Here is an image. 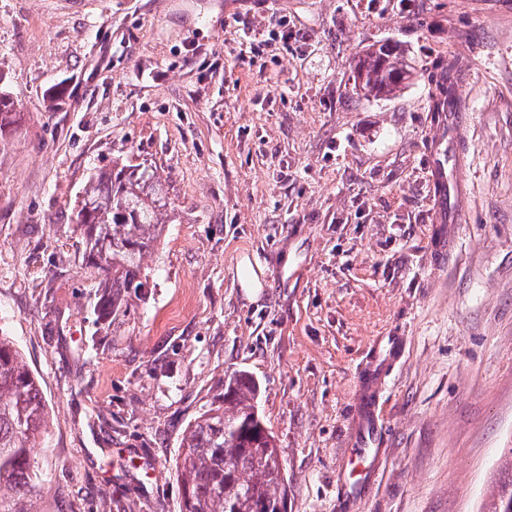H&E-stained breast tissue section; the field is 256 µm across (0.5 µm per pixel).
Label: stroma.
Listing matches in <instances>:
<instances>
[{"instance_id":"1","label":"stroma","mask_w":512,"mask_h":512,"mask_svg":"<svg viewBox=\"0 0 512 512\" xmlns=\"http://www.w3.org/2000/svg\"><path fill=\"white\" fill-rule=\"evenodd\" d=\"M287 22L288 43L245 31ZM408 50L387 101L353 89ZM465 116L430 168L435 62ZM0 331L47 400L36 512H180L185 427L251 373L288 512H479L512 474V0H0ZM168 191L145 301L98 320L71 209L93 168ZM397 355L376 369L377 346ZM372 383L377 474L336 484ZM414 67L399 42L379 40L359 53L354 66V90L357 94L388 98L408 83ZM20 120V112H17L16 103L9 91L8 85L0 76V139L1 142L5 139L1 136L2 129H10L18 124ZM450 161V157L445 149H438L432 158L431 168L433 171V180L437 183L441 188V195L446 196V192L448 190V196L451 194V189L454 183H448V163Z\"/></svg>"}]
</instances>
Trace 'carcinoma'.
I'll use <instances>...</instances> for the list:
<instances>
[{
    "label": "carcinoma",
    "instance_id": "obj_1",
    "mask_svg": "<svg viewBox=\"0 0 512 512\" xmlns=\"http://www.w3.org/2000/svg\"><path fill=\"white\" fill-rule=\"evenodd\" d=\"M441 98L432 111L452 103L455 63L442 60ZM414 67L399 42L379 40L359 53L354 90L388 98L408 83ZM20 120L8 85L0 76V130ZM81 203L91 204V222L81 230L88 251L85 268L96 280V308L103 320H117L131 301L145 298L150 272L143 260L163 231L167 192L152 166L117 163L86 182ZM257 385L240 372L227 379L224 393L189 423L180 440L177 474L183 512H276L285 498V477L277 449L260 434L263 422L254 400ZM45 395L37 375L24 363L10 337L0 334V512L33 509L42 470L35 453L43 434ZM486 512H512V476L501 483Z\"/></svg>",
    "mask_w": 512,
    "mask_h": 512
}]
</instances>
